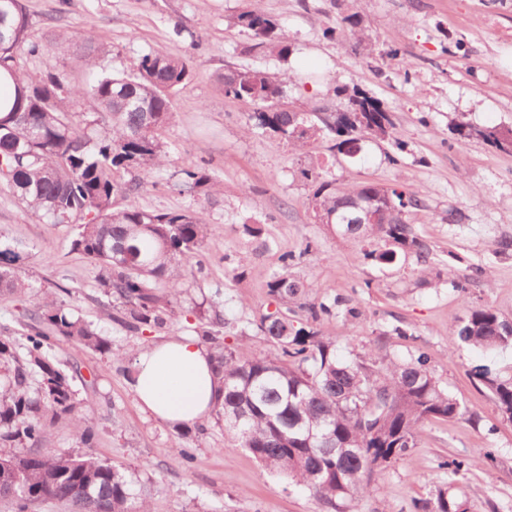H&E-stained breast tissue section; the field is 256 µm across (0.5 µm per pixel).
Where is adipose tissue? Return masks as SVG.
Instances as JSON below:
<instances>
[{"label":"adipose tissue","instance_id":"1","mask_svg":"<svg viewBox=\"0 0 512 512\" xmlns=\"http://www.w3.org/2000/svg\"><path fill=\"white\" fill-rule=\"evenodd\" d=\"M130 386L143 409L177 428L208 419L220 390L209 353L192 335L174 336L137 352Z\"/></svg>","mask_w":512,"mask_h":512}]
</instances>
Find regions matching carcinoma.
<instances>
[{"instance_id": "1", "label": "carcinoma", "mask_w": 512, "mask_h": 512, "mask_svg": "<svg viewBox=\"0 0 512 512\" xmlns=\"http://www.w3.org/2000/svg\"><path fill=\"white\" fill-rule=\"evenodd\" d=\"M342 31L372 49L358 16L342 18ZM233 25L251 40L250 49L288 57V34L278 20L257 9L243 10ZM22 0H0V186L11 192L40 222L71 224V247L99 268L103 299L112 321L136 334L165 328L181 302L187 277L203 274L196 257L210 228L202 209L160 212L129 199L143 187L141 174L160 168L166 158L162 131L172 119L178 90L192 77L188 60L159 52L141 55L133 65L113 71L101 64L103 49L88 28L72 42L80 50L59 68L30 75L20 70L24 51L57 55L62 43L39 46L29 38ZM90 75L71 84L66 68ZM215 81L227 97L253 106L246 131L261 129L304 152L325 136H336L331 112L289 108L291 77L258 68L224 71ZM339 104L353 109L352 98L368 105L354 112L350 133L367 142L393 139L394 123L381 102L357 87L336 88ZM90 100L96 118L77 106ZM104 122L103 131L90 128ZM460 141L481 140L512 151V130L458 123ZM182 187L207 196L217 177L195 163L182 170ZM311 186L310 205L318 221L354 213L353 201L397 196L398 209L385 224H333L338 237L361 245L363 258L390 265L407 255L427 266L428 245L406 221L421 206L414 195L373 182L353 186L304 168ZM21 255L0 239V295L28 288L16 272ZM296 260L281 256V270L267 284L279 310L249 322L277 349L274 357H255L243 346H227L220 303L189 306V329L210 344L222 384L215 405L216 424L224 425L231 445L246 449L269 472L309 493L325 512H358L376 476L418 445L424 426L436 419L470 420L474 415L435 377L420 353L407 360L367 363L336 358L335 341L296 327L297 310L314 321L340 313L339 301L305 305L304 284L289 273ZM26 319L12 329L0 325V501L12 512H29L38 502L72 503L78 512H153L151 503L123 468L91 450L96 432L78 398L73 376L57 357L62 341L116 358L123 347L100 334L73 308L51 293L31 292ZM457 339L484 351L512 346V324L488 306H473L457 329ZM499 413L512 421V375H480ZM65 421L82 450L54 453L43 448L49 428ZM413 512H469L454 481L435 490Z\"/></svg>"}]
</instances>
